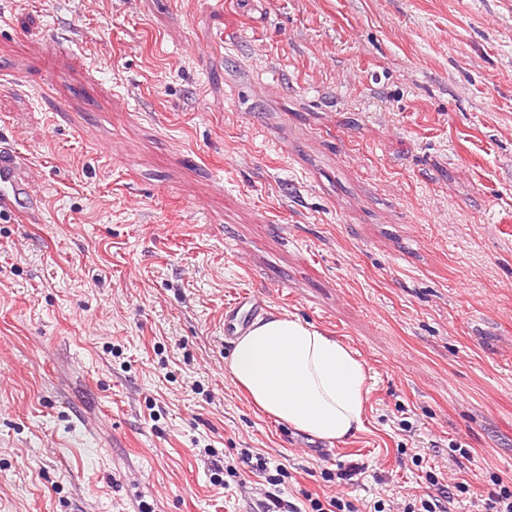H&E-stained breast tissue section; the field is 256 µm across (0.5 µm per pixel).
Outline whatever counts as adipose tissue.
<instances>
[{"mask_svg":"<svg viewBox=\"0 0 512 512\" xmlns=\"http://www.w3.org/2000/svg\"><path fill=\"white\" fill-rule=\"evenodd\" d=\"M228 371L262 413L296 430L339 441L365 428L364 361L298 318L255 321L235 340Z\"/></svg>","mask_w":512,"mask_h":512,"instance_id":"1","label":"adipose tissue"}]
</instances>
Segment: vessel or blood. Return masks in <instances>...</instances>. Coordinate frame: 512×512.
I'll list each match as a JSON object with an SVG mask.
<instances>
[{
  "mask_svg": "<svg viewBox=\"0 0 512 512\" xmlns=\"http://www.w3.org/2000/svg\"><path fill=\"white\" fill-rule=\"evenodd\" d=\"M28 163L24 156L0 147V220L15 217L39 220L41 198L32 192L27 179ZM266 308L257 294H244L224 310V334L233 336L246 330L251 320Z\"/></svg>",
  "mask_w": 512,
  "mask_h": 512,
  "instance_id": "obj_1",
  "label": "vessel or blood"
}]
</instances>
